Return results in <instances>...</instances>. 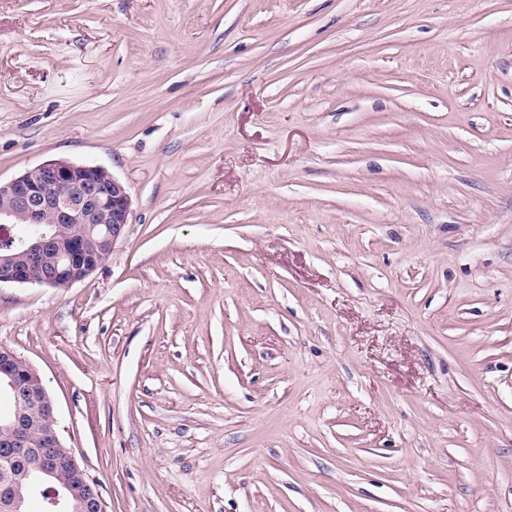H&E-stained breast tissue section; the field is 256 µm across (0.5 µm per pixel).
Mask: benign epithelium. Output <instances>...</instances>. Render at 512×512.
Listing matches in <instances>:
<instances>
[{
	"mask_svg": "<svg viewBox=\"0 0 512 512\" xmlns=\"http://www.w3.org/2000/svg\"><path fill=\"white\" fill-rule=\"evenodd\" d=\"M132 200L105 168L50 160L0 182V285L68 288L90 276L123 240ZM0 387L14 416L0 425V512H26L43 486L45 512H107L105 502L62 441L56 407L41 377L14 349L0 345Z\"/></svg>",
	"mask_w": 512,
	"mask_h": 512,
	"instance_id": "benign-epithelium-1",
	"label": "benign epithelium"
}]
</instances>
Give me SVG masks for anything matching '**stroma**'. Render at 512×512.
Here are the masks:
<instances>
[{
    "mask_svg": "<svg viewBox=\"0 0 512 512\" xmlns=\"http://www.w3.org/2000/svg\"><path fill=\"white\" fill-rule=\"evenodd\" d=\"M132 197L0 286L107 512H512V0H0V180ZM131 205L127 186L97 165L50 160L0 181V238L25 256L18 263L11 247L0 250V286L68 288L86 279L126 237ZM15 224H28L30 233L18 236ZM62 224L89 226L64 234ZM99 225L101 241L93 235Z\"/></svg>",
    "mask_w": 512,
    "mask_h": 512,
    "instance_id": "obj_1",
    "label": "stroma"
}]
</instances>
